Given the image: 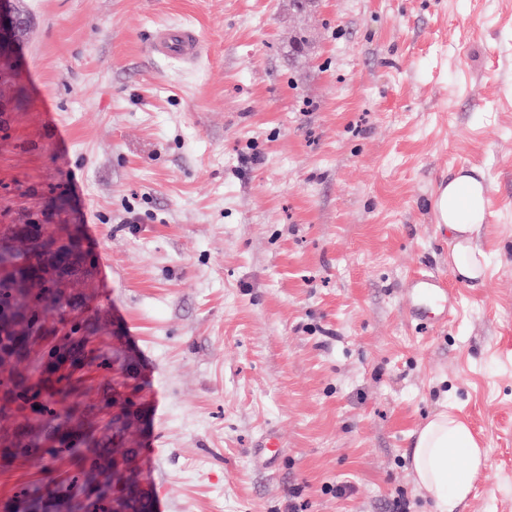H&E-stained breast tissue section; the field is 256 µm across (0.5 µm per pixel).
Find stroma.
<instances>
[{
  "instance_id": "35a3bbf8",
  "label": "stroma",
  "mask_w": 512,
  "mask_h": 512,
  "mask_svg": "<svg viewBox=\"0 0 512 512\" xmlns=\"http://www.w3.org/2000/svg\"><path fill=\"white\" fill-rule=\"evenodd\" d=\"M23 5L0 225H82L162 512H432L411 451L442 410L488 459L465 512H512V0ZM183 23L201 60L152 57ZM462 169L489 185L475 285L430 211ZM421 267L459 295L427 333Z\"/></svg>"
}]
</instances>
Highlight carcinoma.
Returning a JSON list of instances; mask_svg holds the SVG:
<instances>
[{"label": "carcinoma", "mask_w": 512, "mask_h": 512, "mask_svg": "<svg viewBox=\"0 0 512 512\" xmlns=\"http://www.w3.org/2000/svg\"><path fill=\"white\" fill-rule=\"evenodd\" d=\"M80 238L76 224L0 232V319L11 320L0 330V472L41 467L5 496L8 512H154L140 449L128 447L136 363L85 288L95 258ZM59 461L72 471L53 472Z\"/></svg>", "instance_id": "cac0c4a2"}]
</instances>
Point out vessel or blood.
Masks as SVG:
<instances>
[{
  "label": "vessel or blood",
  "instance_id": "vessel-or-blood-1",
  "mask_svg": "<svg viewBox=\"0 0 512 512\" xmlns=\"http://www.w3.org/2000/svg\"><path fill=\"white\" fill-rule=\"evenodd\" d=\"M150 52L156 57L176 58L192 65L203 55L204 43L194 26L160 27L152 34ZM403 309L408 321L417 326H444L449 314L458 309L457 293L448 288L444 279L422 268L412 277Z\"/></svg>",
  "mask_w": 512,
  "mask_h": 512
}]
</instances>
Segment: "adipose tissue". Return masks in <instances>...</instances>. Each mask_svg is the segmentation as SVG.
Listing matches in <instances>:
<instances>
[{"instance_id":"1","label":"adipose tissue","mask_w":512,"mask_h":512,"mask_svg":"<svg viewBox=\"0 0 512 512\" xmlns=\"http://www.w3.org/2000/svg\"><path fill=\"white\" fill-rule=\"evenodd\" d=\"M485 181L461 172L441 194L448 231V265L462 281L483 278L487 267L478 239L488 221ZM487 458L466 421L442 411L419 431L412 455L418 485L432 499L435 512H462Z\"/></svg>"}]
</instances>
